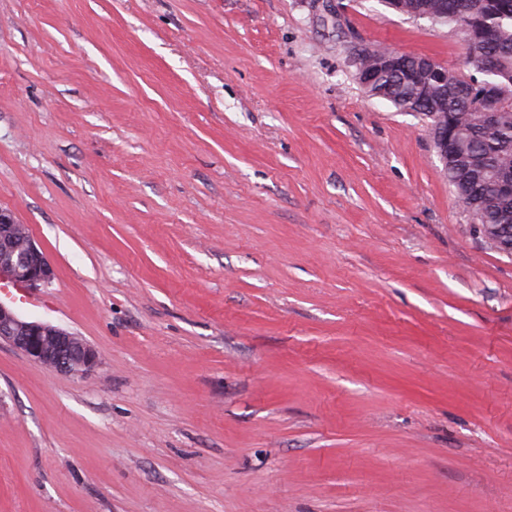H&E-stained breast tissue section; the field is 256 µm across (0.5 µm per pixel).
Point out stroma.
Listing matches in <instances>:
<instances>
[{"label": "stroma", "instance_id": "obj_1", "mask_svg": "<svg viewBox=\"0 0 512 512\" xmlns=\"http://www.w3.org/2000/svg\"><path fill=\"white\" fill-rule=\"evenodd\" d=\"M383 0H0V209L55 276L0 344V512H512V256L365 48ZM372 52H368L361 58L360 53L354 60L353 63L356 67L357 79L368 95L372 94L370 93V88L374 82L379 88L385 89V95L388 98L387 101L398 111V109L403 106V96L412 91L408 87V72L413 66L414 58L409 59L408 63L405 64V68L398 72H381L375 81L373 75L369 73V66L366 63L368 56H370ZM3 342L28 360L71 376H84L97 365L95 349L78 337L42 321L24 319L0 303V344Z\"/></svg>", "mask_w": 512, "mask_h": 512}]
</instances>
